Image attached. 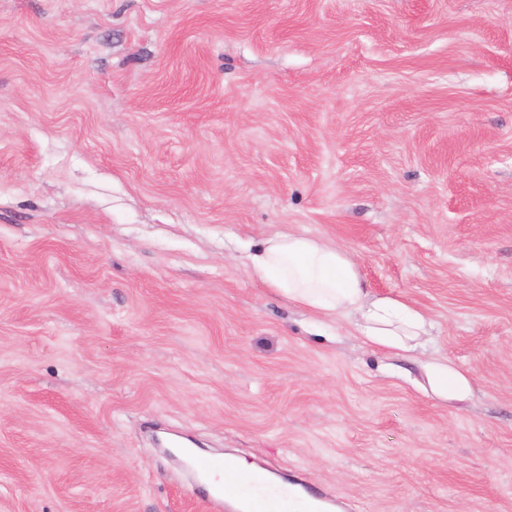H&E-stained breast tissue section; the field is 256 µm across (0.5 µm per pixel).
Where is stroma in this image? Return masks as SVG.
Wrapping results in <instances>:
<instances>
[{
    "label": "stroma",
    "mask_w": 512,
    "mask_h": 512,
    "mask_svg": "<svg viewBox=\"0 0 512 512\" xmlns=\"http://www.w3.org/2000/svg\"><path fill=\"white\" fill-rule=\"evenodd\" d=\"M281 232L423 348L251 278ZM166 434L343 512H512V0H0V512H210ZM431 391L441 399H465L471 394L470 378L449 362L429 361L424 365Z\"/></svg>",
    "instance_id": "obj_1"
}]
</instances>
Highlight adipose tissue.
Returning a JSON list of instances; mask_svg holds the SVG:
<instances>
[{"instance_id": "1", "label": "adipose tissue", "mask_w": 512, "mask_h": 512, "mask_svg": "<svg viewBox=\"0 0 512 512\" xmlns=\"http://www.w3.org/2000/svg\"><path fill=\"white\" fill-rule=\"evenodd\" d=\"M247 267L250 276L314 313L355 318L361 336L374 345L410 352L429 333L424 313L393 297L371 296L350 254L321 239L276 234L249 254ZM424 369L437 397L470 395L469 377L453 364L430 361Z\"/></svg>"}]
</instances>
